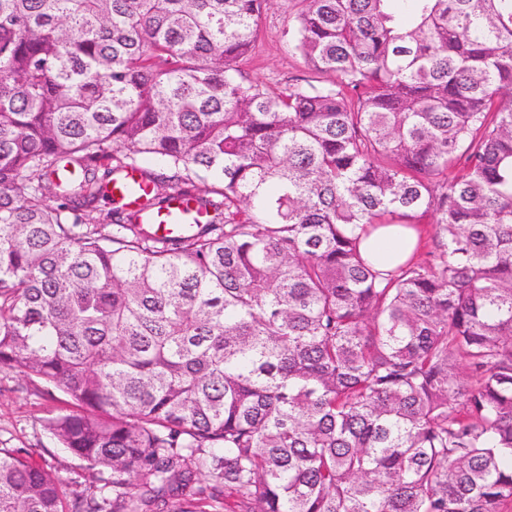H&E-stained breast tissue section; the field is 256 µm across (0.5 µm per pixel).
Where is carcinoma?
<instances>
[{
  "mask_svg": "<svg viewBox=\"0 0 512 512\" xmlns=\"http://www.w3.org/2000/svg\"><path fill=\"white\" fill-rule=\"evenodd\" d=\"M269 2L0 0V370L92 472L0 448V512H512V0H307L278 96ZM270 7L259 22L256 48L241 65L243 76L262 82L270 94H280L288 87L303 86L309 80L329 84L336 81L334 74L317 75L312 66L289 45V33L296 13L302 9V0H271ZM137 182H139L138 174L129 172L124 178L110 182L105 193L110 201L115 199L124 203L129 210L136 211L139 208V196L132 187ZM203 214L193 205L181 199L173 200L168 207L149 217L159 238L181 236L190 230V225L202 221ZM364 256L380 270H391L413 257L419 245L418 230L387 224L361 233Z\"/></svg>",
  "mask_w": 512,
  "mask_h": 512,
  "instance_id": "carcinoma-1",
  "label": "carcinoma"
}]
</instances>
